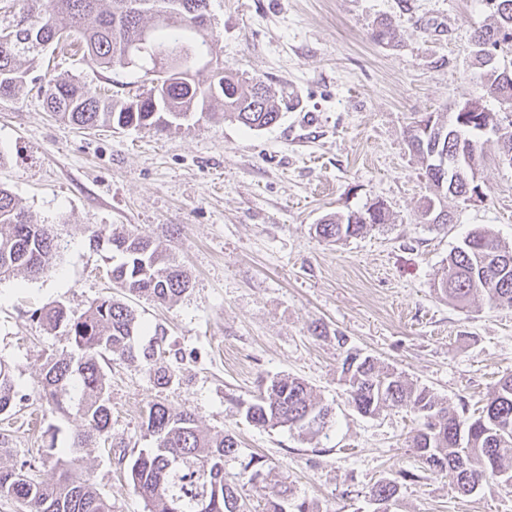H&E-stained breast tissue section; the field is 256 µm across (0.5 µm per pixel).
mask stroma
<instances>
[{"mask_svg":"<svg viewBox=\"0 0 512 512\" xmlns=\"http://www.w3.org/2000/svg\"><path fill=\"white\" fill-rule=\"evenodd\" d=\"M209 15L219 62L290 96L275 125L194 118L163 133L78 128L48 112L45 79L70 77L116 99L145 83L142 68H101L78 45L47 52L32 83L0 98V184L53 225L57 244L45 274L0 281V360L18 390L13 414L0 419V466L27 461L55 481L52 447H68L83 426L43 396V364L70 344L63 330L46 329L41 309L60 302L79 314L122 297L140 326L135 344H158L173 377L160 388L138 364L108 362L107 438L78 457L112 512H147L120 456L153 446L143 426L153 400L234 435L241 454L228 474L263 457L267 481L239 490L253 508L284 482L319 512H373V484L404 470L411 477L392 512H512V494L496 483L452 492L409 448L412 413L362 416L339 381L351 348L475 417L512 373V311L462 309L433 290L475 228L512 245V166L486 141L483 198L445 199L453 222L438 230L421 216L429 189L405 138L412 122L459 103L496 108L470 55L489 12L481 0H210ZM385 17L397 27L389 45L371 38ZM377 201L389 212L383 227L335 243L316 236L322 219ZM113 231L162 242L189 291L173 304L123 297L108 276L110 251L94 243ZM282 375L305 380L332 407L326 435L257 428L238 414L236 401Z\"/></svg>","mask_w":512,"mask_h":512,"instance_id":"obj_1","label":"stroma"}]
</instances>
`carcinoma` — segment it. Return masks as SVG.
Returning a JSON list of instances; mask_svg holds the SVG:
<instances>
[{
	"instance_id": "obj_1",
	"label": "carcinoma",
	"mask_w": 512,
	"mask_h": 512,
	"mask_svg": "<svg viewBox=\"0 0 512 512\" xmlns=\"http://www.w3.org/2000/svg\"><path fill=\"white\" fill-rule=\"evenodd\" d=\"M130 0H25L22 11L0 14V97H14L27 84L30 71L51 45L82 42L85 52L103 68L125 66L126 48L145 30L151 31L152 48L140 60L152 64L151 87L127 100L102 96L72 78L47 82L44 100L49 111L83 128H153L169 130L176 122L198 111L209 120H234L251 130L277 122L280 102L276 93L257 78L244 79L231 69L213 73L209 82L186 81L180 73L163 68L169 54L181 59L216 53L215 39L207 22L209 0H142L138 8ZM494 23L474 29L472 55L484 69L488 94L499 103L494 111L476 100L478 112L465 125L456 117H436L425 136L411 125L406 138L425 166L433 189L425 198L422 216L435 226L452 217L436 204L452 196L468 199L479 188L474 171L483 161L481 137L486 128H497L498 153L512 155V119L500 113L512 110V79L502 77L500 60L493 55L512 50L499 47L512 36V0H482ZM445 159L440 168L436 159ZM384 204L376 202L365 212L329 218L316 225V234L337 242L356 237L367 228L387 223ZM112 250V283L132 295L175 303L190 289V280L179 262L163 246L149 238L114 232L105 240ZM52 225L38 224L16 196L0 185V278L18 272L37 276L49 270L55 259ZM434 291L463 308L481 298L487 304L512 309V246L486 231H474L448 256ZM41 319L55 330L62 328L73 351L51 360L43 368L42 388L52 409H74L84 422L67 448L59 450L56 464L62 472L54 482L41 480L36 467L0 466V496L16 500L24 512H111L90 476L76 467L75 454L92 439L108 432L111 409L106 398L108 378L103 363L118 354L142 364L154 383L166 386L172 375L154 346L138 348L133 338L138 328L134 310L112 297L93 302L76 316L62 304L41 312ZM341 380L348 402L363 416H375L387 408H406L420 420L410 439L420 463L429 470L448 474L449 485L459 495L483 481L503 484L512 479V373L504 375L477 418L465 417L440 400L433 391L408 380L371 356L346 351ZM16 385L8 365L0 362V414L14 406ZM239 414L259 428L286 426L300 436L315 437L329 428L332 409L313 388L291 376L271 379L256 398L239 403ZM144 425L154 438L129 463L133 488L147 512H249L224 474L225 463L239 454L236 438L211 433L198 425L195 413L174 410L161 401L148 406ZM264 474V463L252 457L236 474V480L255 485ZM399 482L384 479L370 489L373 499L397 498ZM262 512H318L313 502L295 497L287 484L264 496Z\"/></svg>"
}]
</instances>
